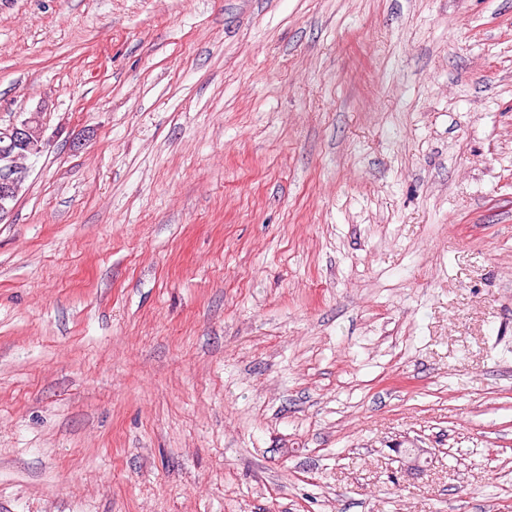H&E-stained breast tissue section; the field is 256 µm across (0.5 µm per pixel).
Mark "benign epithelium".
<instances>
[{"instance_id":"7a95c632","label":"benign epithelium","mask_w":512,"mask_h":512,"mask_svg":"<svg viewBox=\"0 0 512 512\" xmlns=\"http://www.w3.org/2000/svg\"><path fill=\"white\" fill-rule=\"evenodd\" d=\"M48 140L36 113L23 120L0 127V220L8 213L10 205L23 189L25 172L21 160L46 148ZM404 471L420 470L425 448H399Z\"/></svg>"}]
</instances>
